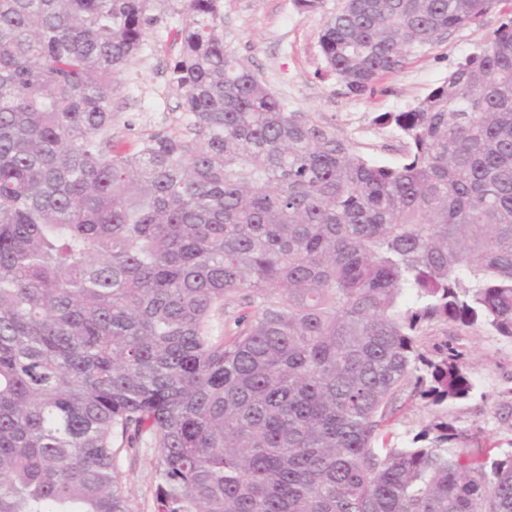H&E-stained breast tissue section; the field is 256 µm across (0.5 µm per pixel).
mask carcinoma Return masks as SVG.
<instances>
[{
	"label": "carcinoma",
	"mask_w": 512,
	"mask_h": 512,
	"mask_svg": "<svg viewBox=\"0 0 512 512\" xmlns=\"http://www.w3.org/2000/svg\"><path fill=\"white\" fill-rule=\"evenodd\" d=\"M182 130L112 145L153 0H0V512H512V453L393 407L474 384L432 325L512 340V13L373 163L224 48V0H177ZM501 0H344L320 44L346 94ZM237 297L235 328L215 316ZM119 447H114L115 441ZM435 409L427 407L424 402L410 396V390L405 392L396 404L392 414V426H394V437L390 444L407 446L414 435L423 430L435 418ZM155 448L147 449L144 455L130 458L120 454L119 472L121 481L129 495L139 504L141 512H156L154 482L150 470V458Z\"/></svg>",
	"instance_id": "carcinoma-1"
}]
</instances>
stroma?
Wrapping results in <instances>:
<instances>
[{
  "label": "stroma",
  "instance_id": "obj_1",
  "mask_svg": "<svg viewBox=\"0 0 512 512\" xmlns=\"http://www.w3.org/2000/svg\"><path fill=\"white\" fill-rule=\"evenodd\" d=\"M343 3L322 0L311 10L297 0H224V45L244 59L288 111L310 114L370 160L401 164L402 142L392 128L377 123V116L409 109L459 62L478 52L502 17L512 12V0H501L479 24L457 29L414 53L404 69L381 76L373 91L361 97L348 96L329 76L320 45L327 18ZM153 13L157 22L138 58L118 77L112 100L115 142L127 150L145 134L176 130L172 118L181 96L169 81V68L180 47L175 40L178 16L172 0H155ZM447 343L463 351L472 392L438 412L403 394L392 415L394 443L408 445L440 415L457 434L455 447L493 455L512 452V341L480 324H452L429 327L420 350L433 359ZM119 472L140 512H155L149 455L121 457Z\"/></svg>",
  "mask_w": 512,
  "mask_h": 512
}]
</instances>
